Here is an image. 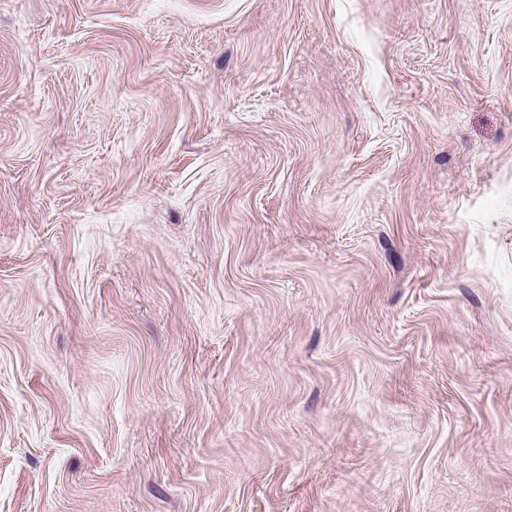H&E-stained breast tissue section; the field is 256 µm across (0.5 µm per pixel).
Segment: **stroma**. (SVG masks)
Wrapping results in <instances>:
<instances>
[{
	"label": "stroma",
	"instance_id": "stroma-1",
	"mask_svg": "<svg viewBox=\"0 0 512 512\" xmlns=\"http://www.w3.org/2000/svg\"><path fill=\"white\" fill-rule=\"evenodd\" d=\"M0 512H512V0H0Z\"/></svg>",
	"mask_w": 512,
	"mask_h": 512
}]
</instances>
